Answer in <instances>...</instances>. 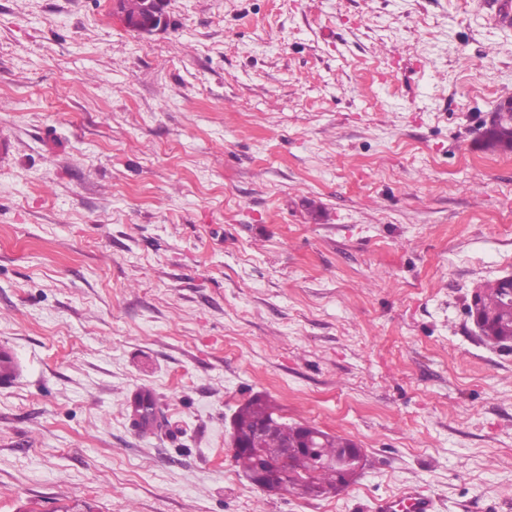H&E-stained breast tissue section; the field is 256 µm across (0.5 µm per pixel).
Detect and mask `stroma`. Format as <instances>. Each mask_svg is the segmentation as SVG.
Here are the masks:
<instances>
[{
    "instance_id": "obj_1",
    "label": "stroma",
    "mask_w": 512,
    "mask_h": 512,
    "mask_svg": "<svg viewBox=\"0 0 512 512\" xmlns=\"http://www.w3.org/2000/svg\"><path fill=\"white\" fill-rule=\"evenodd\" d=\"M0 0V512H512V0ZM150 392L168 421L134 427ZM266 396L355 442L270 494L230 421ZM164 4V0H147L146 6L148 12L153 15L152 18L147 22L130 20L128 17L122 14L123 20L127 27L133 31L139 34L150 35L160 30L165 24ZM158 19L160 20L157 22ZM512 102L510 97L506 102H501L493 115L490 127H486L481 137L482 148L490 153H512V112H502L507 102ZM512 284L501 282L477 287L472 296L477 299L478 306L485 321L490 324L494 333V338H487L498 344L501 348H507L504 345L508 343L509 337L512 339V307L509 304ZM20 365L8 347H0V386L8 387L18 378ZM374 509L376 512H433V500L413 485L395 497L378 501Z\"/></svg>"
}]
</instances>
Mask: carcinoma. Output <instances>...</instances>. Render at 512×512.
<instances>
[{"mask_svg":"<svg viewBox=\"0 0 512 512\" xmlns=\"http://www.w3.org/2000/svg\"><path fill=\"white\" fill-rule=\"evenodd\" d=\"M120 10L130 17L149 19L144 7V0H119ZM504 104H499L490 127L482 133V148L490 153H512V114L503 111ZM472 296L477 299L478 306L485 321L490 324L494 333L492 341L499 346L508 343L512 338V305L509 297L512 296V284L508 285L499 280L477 287ZM281 419L278 408L273 402L263 396H255L241 404L234 414V426L238 435L245 436L263 419ZM133 424L141 429L160 430L166 425V419L151 395L139 398L133 415ZM297 424L282 422L280 433L265 439L261 455L257 456L247 451L233 453V460L237 467L249 474L256 469L258 457L269 462H278L282 457V448L285 440L295 437ZM317 439L320 455L331 460V463L316 466L312 457L307 453H296L284 461L288 479L304 478L311 482V486L318 492L334 491L340 482L342 474L332 460L343 456V449L348 447L351 440L319 431Z\"/></svg>","mask_w":512,"mask_h":512,"instance_id":"1","label":"carcinoma"}]
</instances>
